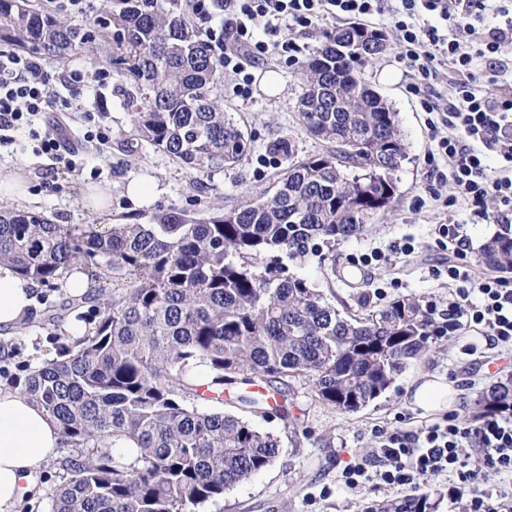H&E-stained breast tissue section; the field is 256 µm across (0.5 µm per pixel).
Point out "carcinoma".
Segmentation results:
<instances>
[{
	"label": "carcinoma",
	"mask_w": 512,
	"mask_h": 512,
	"mask_svg": "<svg viewBox=\"0 0 512 512\" xmlns=\"http://www.w3.org/2000/svg\"><path fill=\"white\" fill-rule=\"evenodd\" d=\"M224 15V0H101L87 25L31 0H0V44L61 59L100 52L122 83L139 139L199 172L250 149L224 113V29L198 22ZM387 49L362 25L323 35L301 67L299 119L332 145L293 160L276 192L202 214L174 208L149 224L50 222L32 210L0 212V265L39 288L83 270L122 287L73 296L89 324L53 337L55 357L25 372L22 387L54 418L63 481L51 512H204L266 470L280 441L247 419L196 402L229 397L243 412L272 414L297 431L291 392L300 383L344 414L378 398L411 362L448 335L436 307L410 293L380 308L341 313L295 267L328 260L339 241L367 231L374 208L396 195L406 160L397 112L361 69ZM479 262L512 272V237L482 246ZM327 276L356 288L331 260ZM204 366L209 383L194 369ZM512 407V383L477 400L483 415ZM428 493L401 495L361 512H437Z\"/></svg>",
	"instance_id": "cac0c4a2"
}]
</instances>
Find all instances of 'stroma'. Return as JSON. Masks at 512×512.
I'll return each instance as SVG.
<instances>
[{
  "label": "stroma",
  "instance_id": "stroma-1",
  "mask_svg": "<svg viewBox=\"0 0 512 512\" xmlns=\"http://www.w3.org/2000/svg\"><path fill=\"white\" fill-rule=\"evenodd\" d=\"M389 50L368 63L363 77L396 110L407 144L408 155L397 173V192L390 209L377 215L367 232L341 242L336 247V264L362 273L368 282L364 299L382 307L401 294L414 293L432 301L438 309H447L453 300V288L447 278L432 276L431 270L447 257L436 244L435 227L455 220L463 223L469 239L468 263H476L481 245L497 234L500 227L493 216L500 205L489 201L490 221L470 223L462 197L450 185H440L438 175L446 171L447 160L438 154L428 125V114L406 90L403 67ZM46 67L56 74L79 70L82 82L71 84L63 95L69 104L63 112L47 115L12 134L11 141H0V168L24 166L27 172V196L0 200V211L32 209L53 223L71 226L116 222H150L161 208L199 212L208 203L221 202L225 208L238 207L270 196L286 159L269 154L270 144L290 138L296 158L327 151L325 142L306 133L299 121L303 85L296 75L297 63L273 55L253 70L255 81L250 97L224 85V110L235 120L251 144L243 160L223 169L198 172L139 140L129 110L115 90V79L99 81L105 59H92L85 53L61 61L47 57ZM278 73L282 82L277 93H266L263 78ZM71 130L93 131L94 136L80 143L75 168L58 164L44 171V160L35 154L34 132L45 124ZM106 132L100 140L98 132ZM142 179L156 183L161 193L153 204L141 207L126 194L129 181ZM108 187L112 193V214L103 216L84 199L87 185ZM414 239L417 249L411 256L395 253V245ZM382 260L364 265L361 257L372 250ZM67 289L39 291L24 320L13 325L8 345L14 352L13 363L0 361V383L10 384L17 376V363L35 368L54 355L51 338L56 327L46 322L49 305L68 297ZM441 347L428 360L409 365L380 397L354 414H343L315 401L303 386H296L295 401L302 420L299 431L291 433L274 416H251L260 430L277 436L282 450L276 460L252 480L226 493L223 500L208 506L207 512H356L359 506L396 496V489L378 481L366 482L359 491L342 490V470L351 456L369 458L375 448V432L402 426L414 430L442 420V413H426L406 397V384L425 373H439L454 380L461 395L456 410L472 416L476 399L497 383L506 381L503 368L512 361V348L497 341H486L481 332L465 328L440 340ZM477 348L464 354L466 345Z\"/></svg>",
  "mask_w": 512,
  "mask_h": 512
}]
</instances>
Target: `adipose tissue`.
I'll use <instances>...</instances> for the list:
<instances>
[{"instance_id": "adipose-tissue-1", "label": "adipose tissue", "mask_w": 512, "mask_h": 512, "mask_svg": "<svg viewBox=\"0 0 512 512\" xmlns=\"http://www.w3.org/2000/svg\"><path fill=\"white\" fill-rule=\"evenodd\" d=\"M28 283L0 266V324L20 320L31 306ZM411 402L426 412L455 407L459 390L442 375H420L406 387ZM61 445L59 426L24 390L0 389V512H12L30 494L37 466L55 456Z\"/></svg>"}]
</instances>
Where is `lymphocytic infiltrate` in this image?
<instances>
[{
    "label": "lymphocytic infiltrate",
    "mask_w": 512,
    "mask_h": 512,
    "mask_svg": "<svg viewBox=\"0 0 512 512\" xmlns=\"http://www.w3.org/2000/svg\"><path fill=\"white\" fill-rule=\"evenodd\" d=\"M384 13L396 31L408 93L431 113L432 129H448L438 137L437 149L450 161L448 179L469 205L472 220H488L491 198L512 207V82L500 78L496 64L501 45L512 42L510 7L492 0H224V72L235 93L249 95L254 64L299 50L294 41L276 39L279 21L310 29L329 15ZM447 65L456 79L445 100L436 96L435 85ZM83 78L73 70L57 79L42 57L0 51V141L56 111L61 88ZM490 153L500 161L494 176L485 163ZM433 274L447 276L455 287L449 313L512 345V282L479 276L472 265L454 262ZM376 438L374 461L344 467L347 489L373 478L408 492L444 473L451 479L450 498L465 501L467 512H512V493L493 484L512 478V408L487 415L476 426L453 414L415 430L382 429Z\"/></svg>",
    "instance_id": "f902f5d3"
}]
</instances>
